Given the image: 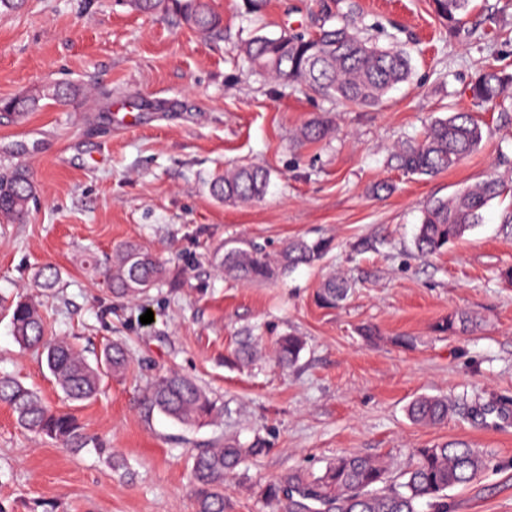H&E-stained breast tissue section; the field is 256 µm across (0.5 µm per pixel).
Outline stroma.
Returning <instances> with one entry per match:
<instances>
[{
    "instance_id": "35a3bbf8",
    "label": "stroma",
    "mask_w": 512,
    "mask_h": 512,
    "mask_svg": "<svg viewBox=\"0 0 512 512\" xmlns=\"http://www.w3.org/2000/svg\"><path fill=\"white\" fill-rule=\"evenodd\" d=\"M222 37L200 39L172 16L132 12L123 0H27L0 15V99L57 80L81 86L66 107L0 121V172L23 165L37 179L25 223L0 224V299L44 300L54 334L86 357L120 342L130 367L95 398L67 401L41 356L22 348L0 311V375L75 414L97 444L74 451L22 429L0 404V512H196L191 454L262 438L268 451L224 482V512H275L266 485L321 474L341 454L384 458L391 478L416 449L463 440L487 466L448 492V512H512V238L499 231L512 197L491 200L483 222L448 251L418 256L423 209L490 176L512 179V123L475 107L467 87L492 62L512 71V0H473L449 28L432 0H335L336 24L397 43L411 75L375 107L344 105L253 73L237 47L256 35L316 28V0H212ZM475 112L488 126L480 149L439 175L393 168L394 144L437 118ZM326 122L329 135L298 143ZM255 164L270 173L254 205L214 199L208 180ZM323 237L318 265L264 282L226 279L224 243L243 239L275 254L295 237ZM377 250L363 249L366 241ZM152 249L167 276L133 299L113 298L84 261L109 265L126 242ZM45 265L59 272L36 288ZM353 285L333 308L315 300L330 273ZM152 323H141L145 312ZM466 313L467 331L437 326ZM306 347L285 372L262 359L226 362L239 337L269 347L272 330ZM174 370L221 407L216 423L187 429L143 406L155 378ZM448 397L445 423H412L408 405Z\"/></svg>"
}]
</instances>
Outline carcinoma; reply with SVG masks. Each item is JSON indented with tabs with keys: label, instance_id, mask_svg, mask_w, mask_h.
<instances>
[{
	"label": "carcinoma",
	"instance_id": "obj_1",
	"mask_svg": "<svg viewBox=\"0 0 512 512\" xmlns=\"http://www.w3.org/2000/svg\"><path fill=\"white\" fill-rule=\"evenodd\" d=\"M140 13L173 14L203 37L221 34L223 19L208 0H125ZM440 18L450 27L459 26L468 16L472 0H433ZM240 54L259 72L279 81L296 82L308 91L345 104L374 107L387 92L408 79V56L394 46H380L344 26L318 27L314 35L284 31L276 37L256 36L243 43ZM77 93L68 82H52L25 95L0 100V116L20 117L36 112L49 100L67 105ZM471 98L478 104H497L512 95V72L494 64L486 65L471 81ZM328 128L313 121L301 128L302 141L315 143ZM484 129L470 112H454L432 121L422 136L396 146L391 151L395 167L406 172L434 176L446 172L477 151ZM269 173L259 167L240 164L224 169L210 184L211 195L225 203H259L266 194ZM508 184L488 178L446 199L437 200L422 213L413 245L423 255L448 250L483 221V210L492 199L506 193ZM33 175L16 166L0 175V224H22L35 200ZM324 238L301 237L285 243L271 259L259 247L242 243L224 247V274L243 281H266L290 273L301 265L322 260L330 251ZM165 267L156 255L135 242L125 243L117 252L107 279L112 295L135 297L164 279ZM58 272L44 267L36 274L37 287L55 288ZM351 289L347 280L330 276L320 288L319 300L334 305L346 299ZM12 334L24 348L45 356L46 365L64 396L72 402L93 398L103 381L122 372L128 363L126 347L118 342L104 347L95 363H90L65 338H47L49 324L39 306L19 299L6 308ZM471 319L451 314L439 329L454 333L468 329ZM302 337L282 332L274 345V361L282 369L294 366L304 350ZM235 362L250 364L256 356L251 337L233 350ZM0 403L8 405L17 423L25 430L60 441L76 451L86 448L91 438L75 418L59 412L33 389L14 378L0 376ZM146 405L185 427L202 426L219 412L216 401L191 379L176 372L159 375L150 386ZM448 401L421 396L407 409L416 424H439L448 418ZM266 452L262 439L244 446L237 442L207 448L192 458L191 484L197 512H224V479L249 459ZM486 464L483 454L465 441H448L419 448L415 460L403 474V481L386 489L388 465L379 457L343 455L329 463L318 476L294 472L264 490L268 501L282 512H448V490L466 486L476 479Z\"/></svg>",
	"mask_w": 512,
	"mask_h": 512
}]
</instances>
